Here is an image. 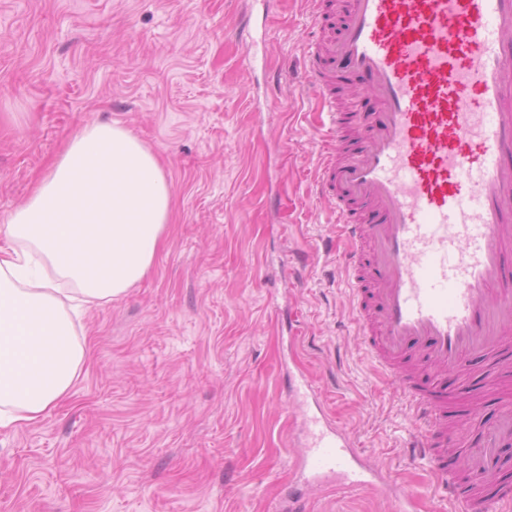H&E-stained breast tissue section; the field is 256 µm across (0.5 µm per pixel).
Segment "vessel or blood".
<instances>
[{
    "mask_svg": "<svg viewBox=\"0 0 512 512\" xmlns=\"http://www.w3.org/2000/svg\"><path fill=\"white\" fill-rule=\"evenodd\" d=\"M307 88L327 107L316 195L336 194V234L372 358L408 403L410 445L454 512H512V485L484 491L512 439V404L480 442L449 458L448 414L470 362L512 372V0H307ZM378 101L362 125L335 106L337 83ZM313 480L370 490L413 512L420 495L369 466L346 431L310 418ZM468 481H461V474Z\"/></svg>",
    "mask_w": 512,
    "mask_h": 512,
    "instance_id": "obj_1",
    "label": "vessel or blood"
}]
</instances>
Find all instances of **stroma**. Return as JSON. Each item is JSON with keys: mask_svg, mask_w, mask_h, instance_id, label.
I'll return each instance as SVG.
<instances>
[{"mask_svg": "<svg viewBox=\"0 0 512 512\" xmlns=\"http://www.w3.org/2000/svg\"><path fill=\"white\" fill-rule=\"evenodd\" d=\"M308 27L301 0H0V219L99 120L153 151L172 192L149 274L84 317L69 397L0 429V512H281L292 491L300 512H395L299 482L292 361L371 461L438 493L323 246L335 202L307 198Z\"/></svg>", "mask_w": 512, "mask_h": 512, "instance_id": "35a3bbf8", "label": "stroma"}]
</instances>
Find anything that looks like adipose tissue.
<instances>
[{
  "label": "adipose tissue",
  "instance_id": "adipose-tissue-1",
  "mask_svg": "<svg viewBox=\"0 0 512 512\" xmlns=\"http://www.w3.org/2000/svg\"><path fill=\"white\" fill-rule=\"evenodd\" d=\"M170 189L156 156L107 122L76 132L0 226V428L40 421L86 360L74 318L150 271Z\"/></svg>",
  "mask_w": 512,
  "mask_h": 512
}]
</instances>
